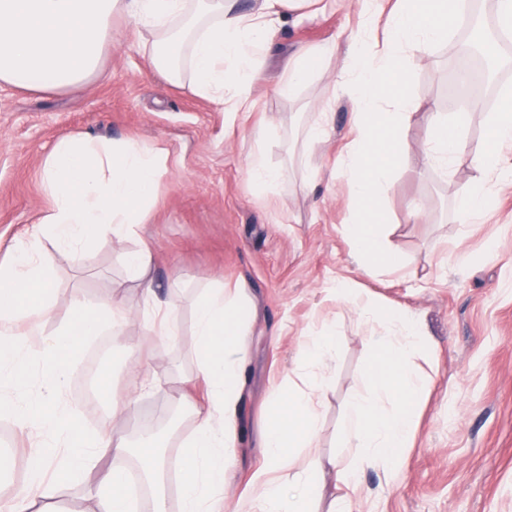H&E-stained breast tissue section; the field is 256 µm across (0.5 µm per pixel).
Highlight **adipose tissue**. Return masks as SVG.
I'll use <instances>...</instances> for the list:
<instances>
[{"label":"adipose tissue","instance_id":"1","mask_svg":"<svg viewBox=\"0 0 512 512\" xmlns=\"http://www.w3.org/2000/svg\"><path fill=\"white\" fill-rule=\"evenodd\" d=\"M308 2L252 0L243 9L238 0H0V84L40 90L85 83L100 72L114 24L123 20L133 34L152 36L150 57L156 71L188 82L196 95L219 101L226 112L245 119L256 108L251 78L261 48L276 39L288 16H304ZM359 3L364 21L349 31L347 59L336 74L356 131L340 174L351 189L352 222L346 233L352 253L371 276L378 266L403 265L382 233L380 203L390 191L393 171L409 160L412 115L404 111L400 94L409 67L446 41L449 28L468 27L472 11L468 0H396L380 29V0ZM335 51L331 44L299 49L285 92L296 95ZM480 113V105L473 102L424 117L430 164L447 174L466 157L475 171L472 189L456 208L469 220L487 216L498 194L512 187V166L498 152L502 143L512 141V96H505L487 118L486 147L471 153L465 131ZM166 161L161 150L132 139L69 135L57 142L43 168L52 204L26 239L9 247L0 264V372L14 368L21 358L36 360L44 367L47 396H55L63 389L74 349L102 331L121 330L127 312L113 297L79 305L77 318L41 349L28 345V336L55 310L42 240L51 238L79 256L92 238L135 235L148 219ZM153 266V252L146 247L126 260L127 278L140 291L143 315L153 335L165 342L177 335L178 324L174 304L159 296ZM246 298L245 289L220 285L205 289L195 304L199 349L194 378L204 383L206 394L200 400L188 392L181 397L195 415V432L177 466L185 512H224V484L240 430ZM358 314L363 321L380 323L382 331L369 340L376 354L372 371L346 404L340 443L349 449L348 459L319 455L307 468L294 466L297 451L317 443L320 398L328 388L325 369L338 354L335 333L327 329L304 344L309 370L301 382L274 386L271 397L278 410L264 436L266 465L253 474L234 512H349L351 497L362 491L358 476L364 468L400 467L416 424L414 407L426 390L411 358L428 341L408 310L367 303ZM76 417V411L31 404L19 395L0 396L1 419L31 421L39 430L29 449L30 476L0 501V512H40V504L51 501L58 482L45 480L43 474L61 448L67 451L61 480L72 484L83 481L100 455L117 460L136 452L144 477L155 489L153 512H166L162 488L170 466L152 436H143L134 447L119 433L93 430L78 435L73 431ZM90 495L95 512H132L126 477L118 468L109 469Z\"/></svg>","mask_w":512,"mask_h":512}]
</instances>
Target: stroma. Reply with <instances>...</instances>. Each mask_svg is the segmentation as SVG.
<instances>
[{
	"instance_id": "1",
	"label": "stroma",
	"mask_w": 512,
	"mask_h": 512,
	"mask_svg": "<svg viewBox=\"0 0 512 512\" xmlns=\"http://www.w3.org/2000/svg\"><path fill=\"white\" fill-rule=\"evenodd\" d=\"M361 21L355 0H335L325 12L286 24L254 73L257 108L244 122L231 120L223 104L159 75L121 22L101 73L83 85L55 91L0 87V258L48 209L42 170L61 137L86 134L153 145L166 154L167 171L147 223L134 236L119 243L97 240L77 259L52 239L42 241L56 307L40 334L31 336L32 344L74 320L75 301L97 304L120 293L128 307L122 335L102 333L75 353L59 404L77 411V429L112 432L100 409L140 383L139 368L126 359L133 343L151 356L155 369L154 387L135 414L152 418L166 457L178 460L195 428L191 412L184 407L160 417L156 411L180 398L186 390L181 378L195 368L194 298L218 282L241 284L254 321L240 400L245 432L224 487L226 508H233L252 472L265 463L262 439L274 413L272 385L304 369L307 334L328 325L338 333L339 355L322 400L319 452L338 453L344 405L372 361L368 338L380 330L333 295L336 283L348 282L362 297L415 315L429 345L413 363L430 388L419 402L416 434L398 477L391 482L383 467L366 469L351 512H512V188L501 192L486 218L462 221L453 207L472 188L468 161L441 175L425 159L424 128L413 125L410 160L394 172L382 202L390 247L405 263L363 276L345 234L350 189L336 175L352 139L336 70L345 56L346 30ZM460 35L450 32L411 69L403 90L407 111L419 116L447 103L448 53ZM332 39L336 53L322 73L296 99L283 95L295 49ZM319 107L330 114L332 134L307 155L300 129ZM270 117L275 127L268 134V157L284 168L285 178L265 193L249 182L246 164L255 130ZM309 169L316 178L305 194L300 182ZM416 205L424 216L414 224L407 213ZM491 239L498 247L484 253ZM143 243L154 253L157 283L175 300L179 334L169 346L150 333L139 296L125 278V252ZM29 445L27 431L0 422V498L29 477Z\"/></svg>"
}]
</instances>
